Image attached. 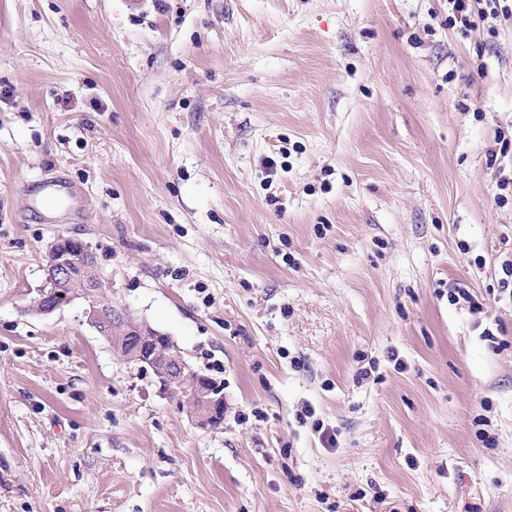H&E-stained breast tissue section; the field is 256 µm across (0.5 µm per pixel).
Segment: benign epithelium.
Returning <instances> with one entry per match:
<instances>
[{
  "mask_svg": "<svg viewBox=\"0 0 512 512\" xmlns=\"http://www.w3.org/2000/svg\"><path fill=\"white\" fill-rule=\"evenodd\" d=\"M73 239L55 238L48 247L46 281L34 302L35 310L50 314L82 298L86 302L87 324L112 344L128 363L150 368L165 387L186 391L184 402L190 417L200 428H214L224 422V391L216 382L202 381L189 369L170 337L144 323L136 322L102 290L101 280L87 247L74 249Z\"/></svg>",
  "mask_w": 512,
  "mask_h": 512,
  "instance_id": "benign-epithelium-1",
  "label": "benign epithelium"
}]
</instances>
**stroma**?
I'll use <instances>...</instances> for the list:
<instances>
[{
    "mask_svg": "<svg viewBox=\"0 0 512 512\" xmlns=\"http://www.w3.org/2000/svg\"><path fill=\"white\" fill-rule=\"evenodd\" d=\"M502 131L512 17L448 0H0V512H512ZM59 236L219 428L30 313ZM451 12L448 15V26H459L463 31L473 26L474 18L484 20L488 16H498V6L504 16L512 15V5L501 6V0H448ZM488 8L485 10V7ZM40 197L36 198L40 206L52 207L58 203L66 201L74 196L73 187L69 182L63 178L54 179L51 181L41 182L39 184Z\"/></svg>",
    "mask_w": 512,
    "mask_h": 512,
    "instance_id": "35a3bbf8",
    "label": "stroma"
}]
</instances>
